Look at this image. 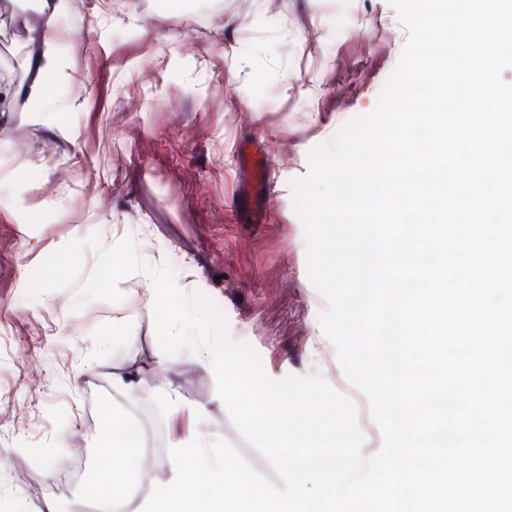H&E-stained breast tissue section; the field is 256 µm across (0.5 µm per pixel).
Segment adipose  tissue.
<instances>
[{
    "label": "adipose tissue",
    "instance_id": "1",
    "mask_svg": "<svg viewBox=\"0 0 512 512\" xmlns=\"http://www.w3.org/2000/svg\"><path fill=\"white\" fill-rule=\"evenodd\" d=\"M58 8L57 0H42L39 21L26 34L27 42L35 47L26 60L28 80L19 85L1 84L0 102L22 98L34 104H46L49 90L45 76L57 69L54 47L64 36L57 25Z\"/></svg>",
    "mask_w": 512,
    "mask_h": 512
}]
</instances>
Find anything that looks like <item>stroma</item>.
I'll use <instances>...</instances> for the list:
<instances>
[{"label": "stroma", "mask_w": 512, "mask_h": 512, "mask_svg": "<svg viewBox=\"0 0 512 512\" xmlns=\"http://www.w3.org/2000/svg\"><path fill=\"white\" fill-rule=\"evenodd\" d=\"M223 2L222 17L193 34L189 0H153L138 14L80 0L54 47L61 69L47 78L59 111L0 112V512H90L61 468L76 457L90 466L101 394L162 413L167 444L223 438L271 472L232 423L213 370L161 350L146 273L120 281L122 302L78 313L75 289L30 297L32 273L56 249L95 233L111 247L131 224L150 237L140 256L155 267L177 256L179 288L212 301L270 377L321 371L355 402L363 455L382 447L367 397L319 323L327 302L308 274L292 183L316 146L374 109L407 32L390 0ZM147 68L155 80L142 99L124 98ZM72 82L82 96L63 93ZM229 96L231 123L218 106ZM257 138L288 155L273 158L269 206L250 224L238 148Z\"/></svg>", "instance_id": "obj_1"}]
</instances>
